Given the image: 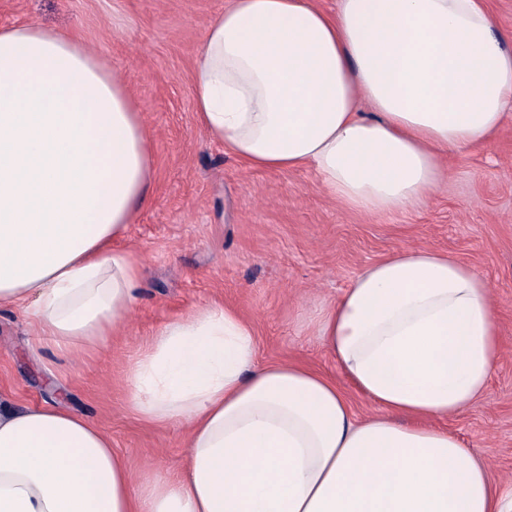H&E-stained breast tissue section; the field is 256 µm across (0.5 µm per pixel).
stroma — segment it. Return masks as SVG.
Wrapping results in <instances>:
<instances>
[{"label": "stroma", "instance_id": "1", "mask_svg": "<svg viewBox=\"0 0 512 512\" xmlns=\"http://www.w3.org/2000/svg\"><path fill=\"white\" fill-rule=\"evenodd\" d=\"M226 0H0V25L67 31L127 85L152 132L149 204L123 241L144 277L127 336L84 356L51 347L21 311L0 309V400L32 406L59 384L65 404L99 424L134 476L174 472L185 429L152 426L126 406V377L173 317L216 302L252 321L259 364L295 362L335 378L358 416L375 413L349 384L309 321L366 265L409 247L448 252L487 280L503 348L485 395L442 427L485 451L512 488V122L487 145L449 153L448 179L424 206L378 216L347 210L315 172L253 169L200 126L195 54Z\"/></svg>", "mask_w": 512, "mask_h": 512}]
</instances>
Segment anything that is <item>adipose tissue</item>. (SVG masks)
Here are the masks:
<instances>
[{"mask_svg": "<svg viewBox=\"0 0 512 512\" xmlns=\"http://www.w3.org/2000/svg\"><path fill=\"white\" fill-rule=\"evenodd\" d=\"M192 83L225 153L402 213L512 112V41L487 0H229ZM153 179L143 113L103 60L65 32L0 26V309L73 351L126 335L143 268L121 242ZM314 327L378 415L309 366L255 368L251 321L203 305L129 370L130 408L187 429L179 473L134 479L102 427L57 403L0 405V512H512L483 457L435 425L485 393L501 355L484 279L401 249Z\"/></svg>", "mask_w": 512, "mask_h": 512, "instance_id": "1", "label": "adipose tissue"}]
</instances>
